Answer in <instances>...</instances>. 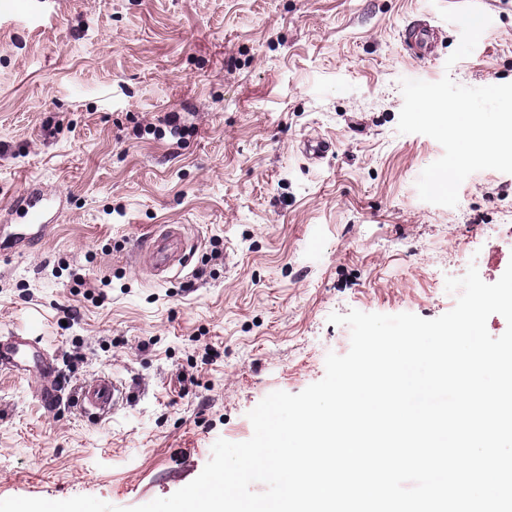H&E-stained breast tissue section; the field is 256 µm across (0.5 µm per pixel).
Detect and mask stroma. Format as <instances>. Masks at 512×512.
<instances>
[{
	"label": "stroma",
	"mask_w": 512,
	"mask_h": 512,
	"mask_svg": "<svg viewBox=\"0 0 512 512\" xmlns=\"http://www.w3.org/2000/svg\"><path fill=\"white\" fill-rule=\"evenodd\" d=\"M466 2L0 0V225L28 185L61 201L45 240L0 237V336L39 337L54 364L0 369V499L169 497L218 439L251 438L263 398L349 351L330 314L434 319L447 278L502 276L512 237L484 233L512 225V174L424 202L443 148L397 130L401 79L512 82V0H474L495 24L448 64L461 32L439 11ZM424 16L440 37L418 62L400 33ZM317 138L333 149L307 159ZM159 224L197 247L165 279L138 255ZM100 375L121 398L97 419L79 400Z\"/></svg>",
	"instance_id": "stroma-1"
}]
</instances>
